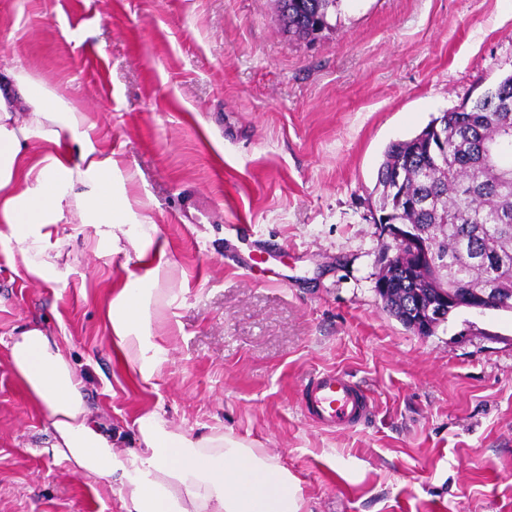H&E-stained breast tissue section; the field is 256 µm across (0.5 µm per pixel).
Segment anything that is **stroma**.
<instances>
[{"mask_svg": "<svg viewBox=\"0 0 512 512\" xmlns=\"http://www.w3.org/2000/svg\"><path fill=\"white\" fill-rule=\"evenodd\" d=\"M3 60L139 171L176 299L158 337L169 360L136 385L103 319L135 257L74 248L57 288L18 275L0 243V512H124L118 489L45 449V411L9 354L34 320L118 448L156 409L267 449L309 512H512V311L459 310L427 337L404 327L375 292L370 216L387 145L512 73V0H342L314 43L283 31L273 0H0ZM331 369L371 396L363 425L302 413V384Z\"/></svg>", "mask_w": 512, "mask_h": 512, "instance_id": "obj_1", "label": "stroma"}]
</instances>
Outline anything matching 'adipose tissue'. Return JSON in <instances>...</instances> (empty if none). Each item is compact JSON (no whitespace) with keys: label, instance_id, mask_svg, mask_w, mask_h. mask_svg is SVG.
<instances>
[{"label":"adipose tissue","instance_id":"ef3b65f1","mask_svg":"<svg viewBox=\"0 0 512 512\" xmlns=\"http://www.w3.org/2000/svg\"><path fill=\"white\" fill-rule=\"evenodd\" d=\"M137 170L104 147L96 122L22 66L0 69V241L31 281L63 287L62 257L72 236L93 233L84 250L99 257L134 252L137 268L115 284L105 309L117 363L150 382L167 362L155 336L173 297L167 240L131 193ZM12 369L46 410L52 456L85 478L119 481L125 512H306L297 479L265 449L221 429L203 436L173 429L158 411L135 420L139 448L115 450L89 419L81 375L57 337L39 324L10 343Z\"/></svg>","mask_w":512,"mask_h":512}]
</instances>
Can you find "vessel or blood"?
<instances>
[{
    "label": "vessel or blood",
    "mask_w": 512,
    "mask_h": 512,
    "mask_svg": "<svg viewBox=\"0 0 512 512\" xmlns=\"http://www.w3.org/2000/svg\"><path fill=\"white\" fill-rule=\"evenodd\" d=\"M306 418L325 430L353 429L371 413L370 399L348 375L333 370L311 375L300 391Z\"/></svg>",
    "instance_id": "1"
}]
</instances>
